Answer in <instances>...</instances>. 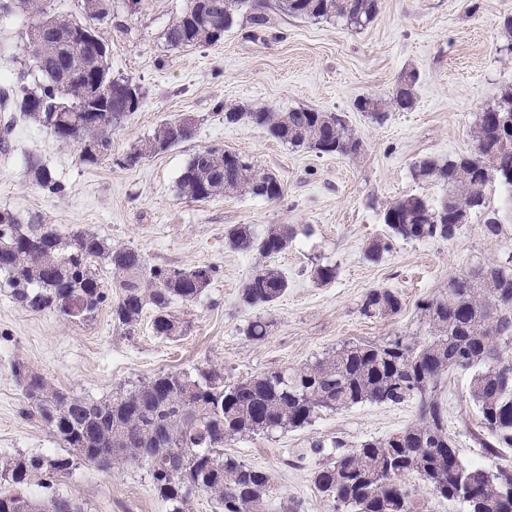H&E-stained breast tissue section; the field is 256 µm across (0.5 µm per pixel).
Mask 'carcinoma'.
<instances>
[{
    "mask_svg": "<svg viewBox=\"0 0 512 512\" xmlns=\"http://www.w3.org/2000/svg\"><path fill=\"white\" fill-rule=\"evenodd\" d=\"M188 0L176 22L165 32L174 48L212 45L224 39L241 11L253 27H267L271 17L254 0ZM277 10L293 17L367 26L378 12V0H277ZM17 11L35 17L42 36L28 48L42 81L16 93L0 90V111L21 112L58 140H73L86 132L93 151L81 160L95 165L110 147V131L130 112V89L141 87L112 76L109 53L99 22L110 13L108 0H84L81 20L49 15L39 0H0V17ZM103 86L104 113L91 111V82ZM418 75L402 73L391 91L359 98L355 107L380 123L388 113L414 104ZM246 118L293 148L318 154L355 156L362 141L346 120L332 112L312 109L276 111L259 107L241 112L224 108V120ZM183 119L165 120L153 136L126 157L129 163L165 153L188 140ZM473 146L452 158L425 157L414 164L412 176L435 182L445 190L436 205L417 195H403L385 208L389 229L372 243L367 257L377 261L395 239L450 240L474 211L487 215L484 232L503 234L496 210L489 209L486 188L496 182L512 191V92L502 95L475 116ZM37 185L62 194L64 185L46 167L28 165ZM182 196L204 201L226 193H248L267 200L283 194L277 176L261 172L239 152L221 147L199 150L177 180ZM294 235L288 225L264 232L249 224L227 230L236 248L262 257L281 253ZM102 261L112 271V320L122 327L139 321L147 307L154 312L155 335L180 334V322L170 312L175 300L193 302L205 292L214 268L156 269L133 248H112L99 236L62 233L41 218L24 222L11 211H0V272L7 275L13 299L24 309H52L72 320H88L109 296L95 271ZM317 283L336 278V267L317 264ZM288 290V280L274 268L256 270L243 284L240 302L246 307L274 303ZM402 300L389 288L365 295L360 312L383 317L400 311ZM429 327L426 336L401 335L381 343H345L333 353L295 368L271 370L234 383L224 382V370L197 367L195 373L171 371L132 386L109 400L74 397L47 377L33 373L25 384L27 417L42 423L63 445V452L22 456L0 466V512H84L74 498L56 489L86 449L88 463H101V452L117 448L122 462L145 465L157 497L168 512H187L195 494L212 496L224 512H263L272 478L262 469L224 455V444L257 434L303 427L318 414L363 403L417 402L414 423L381 440L343 449L313 471L317 490L331 497L342 512H412L411 491L404 477L417 473L429 489L466 512H512V467L495 472L468 467L459 460L448 435V405L437 393L444 375L472 372L469 397L480 413L484 433L477 436L489 453L512 448V250L478 263L448 278V286L420 307ZM271 322L259 317L247 325L246 336L260 341ZM37 483L49 493L39 500L26 488Z\"/></svg>",
    "mask_w": 512,
    "mask_h": 512,
    "instance_id": "carcinoma-1",
    "label": "carcinoma"
}]
</instances>
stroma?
Here are the masks:
<instances>
[{
	"label": "stroma",
	"instance_id": "stroma-1",
	"mask_svg": "<svg viewBox=\"0 0 512 512\" xmlns=\"http://www.w3.org/2000/svg\"><path fill=\"white\" fill-rule=\"evenodd\" d=\"M265 2L272 7L268 27L254 28L242 14L220 43L174 49L164 33L186 0H142L136 10L129 0H112V18L102 26L112 74L140 85L143 101L113 128L111 149L97 165L82 163L79 141H59L14 115L9 150L0 154V211L41 217L64 233H94L111 246L138 249L157 268L210 266L214 279L199 300L172 304L182 334L170 340L155 336L148 312L129 331L113 322L108 303L90 321H73L53 311H27L1 285L0 462L61 448L44 426L25 417L28 402L12 374L14 361L92 399L110 398L161 372L200 365L222 368L225 380L233 382L300 366L346 342L419 332L420 305L450 276L512 249V206L493 183L486 194L499 211L503 235H484L477 213L451 240H396L381 259L366 256L369 243L387 234L382 215L389 203L405 194L441 197L436 183L412 178V164L428 155L469 151L476 113L512 91V54L505 50L512 37L501 28L503 18L512 16V0H379L375 18L360 30L292 17L275 10V0ZM32 23L22 12L0 19V87L19 91L40 82L26 50ZM406 70L419 75L412 109L390 113L380 124L355 110L358 97L391 90ZM227 105L337 112L362 149L346 157L291 148L263 128L226 123ZM177 116L194 118L190 140L126 165L135 146ZM209 146L245 154L259 170L276 174L281 198L183 197L180 173L196 151ZM32 159L51 169L64 194L48 193L29 179ZM237 224L260 231L287 224L294 236L287 249L265 259L228 243L225 232ZM318 263L335 266L332 283L321 286L310 278ZM265 265L287 276V293L268 308L242 306L243 283ZM374 288L398 292L401 310L363 316L360 305ZM259 316L272 327L255 341L244 329ZM469 383L468 373L454 371L440 384L460 461L488 471L511 466L512 448L491 454L476 443L482 428ZM416 417L411 402L364 403L322 413L300 429L225 443L224 453L271 473L265 512H337L312 482L319 458L311 443L341 439L353 446L382 439ZM62 489L85 512H166L141 465L106 470L79 461Z\"/></svg>",
	"mask_w": 512,
	"mask_h": 512
}]
</instances>
